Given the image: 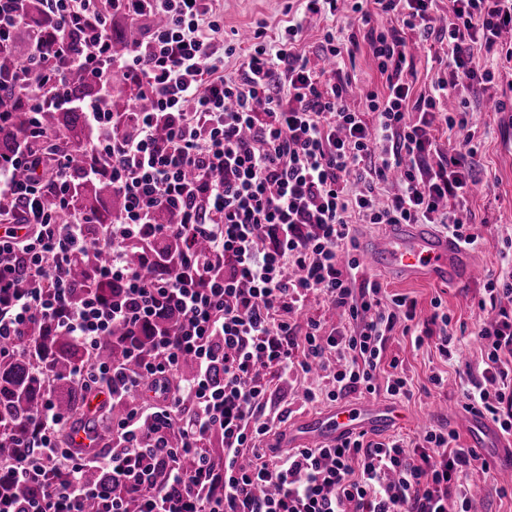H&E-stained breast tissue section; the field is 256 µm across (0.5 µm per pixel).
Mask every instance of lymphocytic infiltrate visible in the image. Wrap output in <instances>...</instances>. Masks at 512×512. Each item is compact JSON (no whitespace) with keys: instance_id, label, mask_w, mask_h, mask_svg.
Masks as SVG:
<instances>
[{"instance_id":"lymphocytic-infiltrate-1","label":"lymphocytic infiltrate","mask_w":512,"mask_h":512,"mask_svg":"<svg viewBox=\"0 0 512 512\" xmlns=\"http://www.w3.org/2000/svg\"><path fill=\"white\" fill-rule=\"evenodd\" d=\"M434 2L290 0L283 32L268 37L257 21L244 48L218 46V0H40L36 22L30 0H0V55L25 48L22 63L0 69L11 92L0 126L15 104L31 115L15 153L0 154V361L29 360L35 327L72 338L84 354L72 380L109 393L93 421L112 436L92 457L60 447L67 415L45 395L30 432L0 454V512H448L452 502L477 512L457 475L478 456L444 427L411 439L362 432L274 457L262 446L282 419L267 405L271 379L323 373L325 384L303 392L310 405L408 399L412 379L386 356L395 331L452 357L441 299L418 319L415 300L365 275L354 236L358 224H433L467 249L484 242L468 208L477 152L468 95L493 81L497 54L512 62L502 41L512 0H448L443 17ZM345 14L363 37L338 35ZM310 15L326 22L314 59L300 46ZM117 19L141 30L122 57L112 51ZM363 44L383 84L361 88L354 106L346 62ZM418 45L442 67L420 96ZM228 55L240 59L232 73ZM75 71L96 80L94 97L70 95ZM119 83L135 99L122 111L112 107ZM48 107L82 113V165L61 148L51 173L37 166L40 144L65 139L42 124ZM443 128L456 134L444 146ZM103 175L125 200L108 224L74 201L78 182ZM161 211L171 223H156ZM173 237L179 252L131 264L133 244ZM91 250L105 256L97 277L110 295L74 277ZM484 291L474 331L484 368L461 399L511 436V255ZM313 295L344 324L304 316ZM119 326L127 360L102 362ZM215 435L217 452L207 446ZM90 470L104 481L88 482ZM20 483L34 487L31 499L17 498Z\"/></svg>"}]
</instances>
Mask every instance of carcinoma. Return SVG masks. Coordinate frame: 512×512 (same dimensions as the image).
Instances as JSON below:
<instances>
[{
    "instance_id": "carcinoma-1",
    "label": "carcinoma",
    "mask_w": 512,
    "mask_h": 512,
    "mask_svg": "<svg viewBox=\"0 0 512 512\" xmlns=\"http://www.w3.org/2000/svg\"><path fill=\"white\" fill-rule=\"evenodd\" d=\"M68 85L76 98H89L96 93V86L79 71L71 73ZM42 123L52 129L65 132L67 143L75 151V160L81 159L80 150L86 141V132L80 113L47 110L42 113ZM29 113L22 107L12 113L10 123L0 128V152L9 153L15 135L27 129ZM79 205L94 214L100 224H109L123 205L121 197L112 191V184L106 177L95 183L77 188ZM103 256L96 251L89 252L76 266L78 281L90 288H97L94 273ZM36 350L49 353L46 376L36 378L25 362L0 363V423L9 432L0 431V453L5 454L14 447L13 435L23 434L32 427L33 406L46 387H52L59 406L68 411L83 402L84 391L68 379L71 367L83 359L81 348L66 336H41L39 329L33 332Z\"/></svg>"
}]
</instances>
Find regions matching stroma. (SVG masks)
<instances>
[{"instance_id":"stroma-1","label":"stroma","mask_w":512,"mask_h":512,"mask_svg":"<svg viewBox=\"0 0 512 512\" xmlns=\"http://www.w3.org/2000/svg\"><path fill=\"white\" fill-rule=\"evenodd\" d=\"M287 3L288 0H220L224 33L229 36L248 32L260 19L267 22L269 33H276L285 25ZM489 94L512 102V65L496 69ZM486 95L479 93L471 98V122L480 143L475 169L481 185L470 199L469 208L485 237L483 245L474 252L483 272L482 279L448 285L402 283L386 275L380 278L388 293L414 299L423 318L433 312L432 299L441 298L442 307L450 317L448 332L462 343L461 354L448 360L442 359L434 347H414L403 336L389 344L388 356L399 358L403 370L418 387L406 403L414 422L396 428L397 434L403 436H414L423 426L451 427L452 413L461 407V386L479 377L484 367L483 347L473 336L476 324L484 316L478 307L484 293L483 278L498 273L501 254L512 240V118L488 111ZM434 373L443 378L442 386L428 384V376ZM459 480L463 485L483 488L484 494L477 504L479 512H512V472L493 469L484 474L474 467L461 472Z\"/></svg>"}]
</instances>
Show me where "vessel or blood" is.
I'll list each match as a JSON object with an SVG mask.
<instances>
[{"label":"vessel or blood","instance_id":"obj_1","mask_svg":"<svg viewBox=\"0 0 512 512\" xmlns=\"http://www.w3.org/2000/svg\"><path fill=\"white\" fill-rule=\"evenodd\" d=\"M359 248L372 269L405 282L457 284L479 275L471 252L428 224L384 225L379 235L361 241ZM409 419V414L400 407L370 400L346 402L289 426L279 445L283 448L335 445L353 433L362 430L383 433ZM458 423L467 435L470 448L495 449L496 467L512 470V440L503 439L493 420L467 413L460 416ZM70 443L86 456L93 455L101 446L95 434L81 425L71 430Z\"/></svg>","mask_w":512,"mask_h":512}]
</instances>
